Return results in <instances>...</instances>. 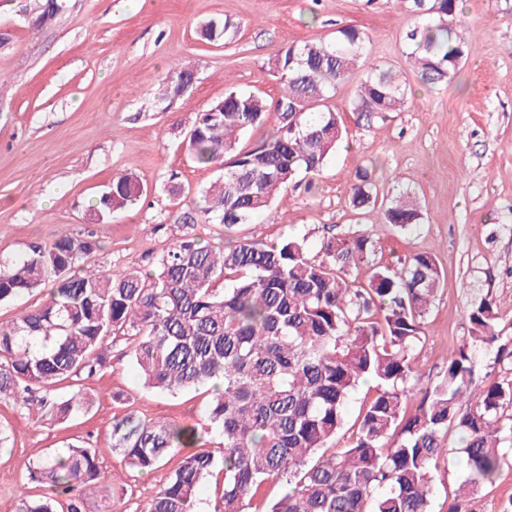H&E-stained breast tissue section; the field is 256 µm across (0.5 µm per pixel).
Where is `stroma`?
Wrapping results in <instances>:
<instances>
[{
	"mask_svg": "<svg viewBox=\"0 0 512 512\" xmlns=\"http://www.w3.org/2000/svg\"><path fill=\"white\" fill-rule=\"evenodd\" d=\"M0 0V257H19L34 243L61 234L93 232L95 264L120 275L148 267L183 234L272 243L306 237L317 249L327 228L361 230L376 262L395 264L432 255L444 272L425 334L416 349L415 385L425 388L468 338L469 304L491 295L502 345L512 344V0H465L457 27L469 45L453 83H423L407 56L409 35L428 16L413 0ZM231 20L223 40L201 39L211 20ZM346 27L361 33L363 56L326 101L340 113L345 139L315 175L312 190H290L250 224L186 227L192 209L221 171L192 163L186 140L196 117L224 97L227 86L275 100L280 86L271 59L292 45L331 40ZM195 79L183 95L168 92L175 62ZM376 68L395 71L409 103L386 118L365 121L352 103ZM135 169L147 189L139 206L102 224L87 211L113 176ZM371 175L377 204L354 207L357 169ZM182 187L170 196L165 185ZM415 197L422 222L402 230L385 223L382 205ZM110 362L81 380L93 409L62 425L36 423L11 398H0V512H16L20 496L37 499L43 484L28 466L55 448L95 449L102 472L117 487L111 499L84 490L86 512H142L163 488L179 454L148 473L129 469L112 449V423L133 411L180 425L202 424L206 388L170 394L145 388L125 341H114ZM123 393L114 403L113 393Z\"/></svg>",
	"mask_w": 512,
	"mask_h": 512,
	"instance_id": "35a3bbf8",
	"label": "stroma"
}]
</instances>
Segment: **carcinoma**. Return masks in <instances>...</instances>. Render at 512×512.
<instances>
[{
    "mask_svg": "<svg viewBox=\"0 0 512 512\" xmlns=\"http://www.w3.org/2000/svg\"><path fill=\"white\" fill-rule=\"evenodd\" d=\"M458 0H413L437 22L415 41L414 65L428 84L451 83L467 55L468 40L455 32ZM234 29L211 21L202 37L216 41ZM354 28L331 42L318 40L278 53L271 70L283 86L271 104L230 87L224 99L197 116L186 147L197 165L216 166L222 178L200 191L179 221L197 219L230 230L250 224L301 175L323 168L343 139L339 113L306 112L321 105L348 79L361 56ZM170 93L192 85L182 66ZM406 88L391 69H376L362 83L352 111L370 122L398 112ZM276 117L277 130L251 149L240 137ZM145 188L132 173L112 179L90 206L89 220L141 200ZM376 200L367 170L352 184L354 206ZM385 223H420L408 200L384 210ZM100 249L91 234H64L34 244L21 259L0 258V303L51 285L46 300L9 322H0V395L14 398L38 421L66 423L88 412L93 397L81 388L59 399L51 387L78 382L102 370L108 339L123 338L144 383L176 394L211 386L207 427L198 430L128 412L112 423V448L150 472L179 448L178 467L144 512H194L206 478L220 466L224 488L213 512H248L270 480L289 490L266 512H430L433 471L447 459L448 427L461 433L468 478L447 512H474L472 500L494 480L512 449V390L490 375L476 376L477 354L496 346L499 315L486 295L467 309L469 340L448 358L442 378L415 391V350L442 271L433 256L415 253L400 265L375 263L365 286L352 273L375 253L371 238L330 227L316 255L306 237L288 235L272 245L226 241L215 246L192 235L178 239L147 270L115 278L87 264ZM373 380L377 394L364 409L348 447H335L344 408L359 382ZM417 400L413 412L407 403ZM476 409L463 411V406ZM222 438V458L203 449L205 436ZM30 479L51 494L20 496L19 512H85L74 495L112 480L100 475L95 449L71 446L30 463Z\"/></svg>",
    "mask_w": 512,
    "mask_h": 512,
    "instance_id": "cac0c4a2",
    "label": "carcinoma"
}]
</instances>
